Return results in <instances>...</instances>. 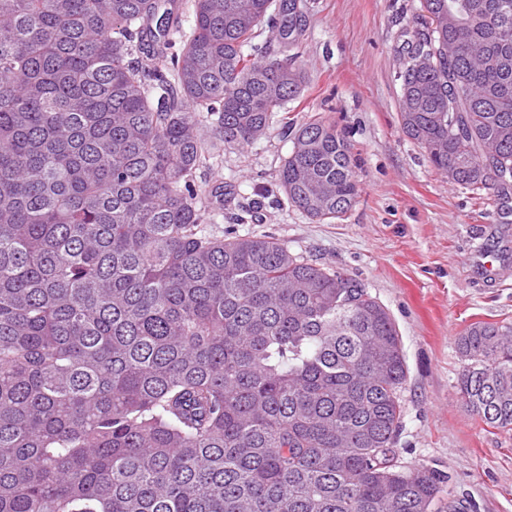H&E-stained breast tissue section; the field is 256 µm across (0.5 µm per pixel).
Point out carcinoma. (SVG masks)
<instances>
[{
	"mask_svg": "<svg viewBox=\"0 0 512 512\" xmlns=\"http://www.w3.org/2000/svg\"><path fill=\"white\" fill-rule=\"evenodd\" d=\"M170 2L0 0V512H435L448 476L396 448L385 306L273 237L199 229L201 130L248 145L302 93V0H194L188 32ZM470 2L420 0L401 127L449 184L505 200L512 0ZM354 167L314 118L278 187L329 224ZM456 348L463 404L512 431V323Z\"/></svg>",
	"mask_w": 512,
	"mask_h": 512,
	"instance_id": "cac0c4a2",
	"label": "carcinoma"
}]
</instances>
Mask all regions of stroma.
<instances>
[{
	"mask_svg": "<svg viewBox=\"0 0 512 512\" xmlns=\"http://www.w3.org/2000/svg\"><path fill=\"white\" fill-rule=\"evenodd\" d=\"M304 4L303 92L249 145L206 138L219 164L196 181L223 187L224 198L205 199L204 229L272 236L365 283L402 336V461L449 475L445 491L461 512H512V431L485 426L463 405L456 349L471 323H512V213L448 184L401 128L396 72L419 0ZM313 116L346 132L358 163L359 196L331 224L277 201L278 170L293 146L284 125Z\"/></svg>",
	"mask_w": 512,
	"mask_h": 512,
	"instance_id": "stroma-1",
	"label": "stroma"
}]
</instances>
